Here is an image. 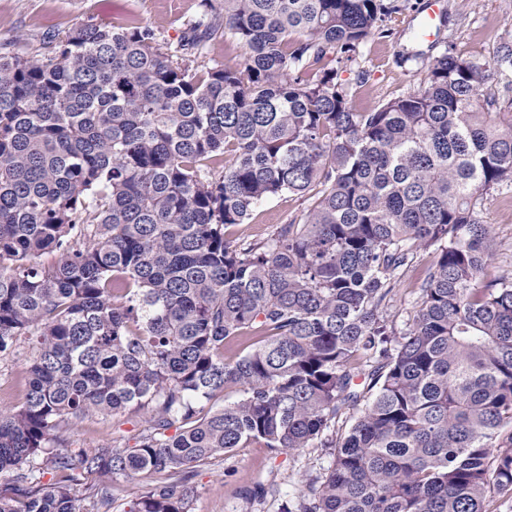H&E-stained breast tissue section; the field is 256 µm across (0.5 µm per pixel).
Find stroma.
<instances>
[{
  "label": "stroma",
  "mask_w": 512,
  "mask_h": 512,
  "mask_svg": "<svg viewBox=\"0 0 512 512\" xmlns=\"http://www.w3.org/2000/svg\"><path fill=\"white\" fill-rule=\"evenodd\" d=\"M422 2L407 0L388 21L391 37L361 44L341 71L356 111L368 112L383 101L419 90L429 63L446 48L484 62L493 57L500 41H512V0H443L438 41L415 42ZM200 10L201 0H0V44L31 58L55 35L86 22L116 25L133 18L151 27L161 45L172 48ZM308 207L306 198L292 194L264 200L250 222L230 229L229 235L264 238L276 225L302 222ZM477 217L490 225L497 243L488 276L512 277V188L485 199ZM433 262V251L426 250L405 271L388 308L395 321L412 318L419 286ZM327 460L318 448L279 455L258 444L235 449L198 467L191 481L194 512H286L294 490L320 475ZM258 483L277 487V495L252 501L248 491Z\"/></svg>",
  "instance_id": "35a3bbf8"
}]
</instances>
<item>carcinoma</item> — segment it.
<instances>
[{
    "instance_id": "carcinoma-1",
    "label": "carcinoma",
    "mask_w": 512,
    "mask_h": 512,
    "mask_svg": "<svg viewBox=\"0 0 512 512\" xmlns=\"http://www.w3.org/2000/svg\"><path fill=\"white\" fill-rule=\"evenodd\" d=\"M202 6L173 52L135 20L0 45V353L30 348L0 512H112V478L140 474L129 512H193V468L253 443L329 449L288 512H487L512 492V278L477 287L495 243L475 209L512 184L489 87L512 42L357 112L331 62L389 36L399 0ZM220 31L243 66L191 65ZM283 194L302 223L227 238ZM430 248L399 330L387 308ZM108 416L135 433L65 444Z\"/></svg>"
}]
</instances>
